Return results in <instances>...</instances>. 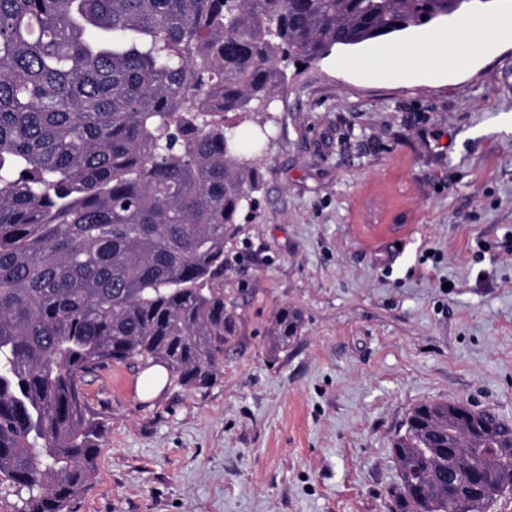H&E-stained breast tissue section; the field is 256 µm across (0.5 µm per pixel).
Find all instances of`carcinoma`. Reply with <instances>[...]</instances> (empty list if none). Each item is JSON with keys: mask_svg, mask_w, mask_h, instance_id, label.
<instances>
[{"mask_svg": "<svg viewBox=\"0 0 512 512\" xmlns=\"http://www.w3.org/2000/svg\"><path fill=\"white\" fill-rule=\"evenodd\" d=\"M471 0H0V495L74 512L102 424L82 393L110 364L207 388L236 315L227 245L257 189L241 115L279 62L391 37ZM301 312L280 309L269 349ZM391 512H496L512 424L416 405L392 437Z\"/></svg>", "mask_w": 512, "mask_h": 512, "instance_id": "carcinoma-1", "label": "carcinoma"}]
</instances>
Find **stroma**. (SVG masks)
Returning a JSON list of instances; mask_svg holds the SVG:
<instances>
[{
  "mask_svg": "<svg viewBox=\"0 0 512 512\" xmlns=\"http://www.w3.org/2000/svg\"><path fill=\"white\" fill-rule=\"evenodd\" d=\"M372 40L286 65L224 276L211 386L87 377L105 424L78 512H389L424 401L512 421V42L376 75ZM283 307L304 319L278 354ZM301 312L294 308H281L275 315L269 329V349L275 353L288 347L302 330Z\"/></svg>",
  "mask_w": 512,
  "mask_h": 512,
  "instance_id": "1",
  "label": "stroma"
}]
</instances>
